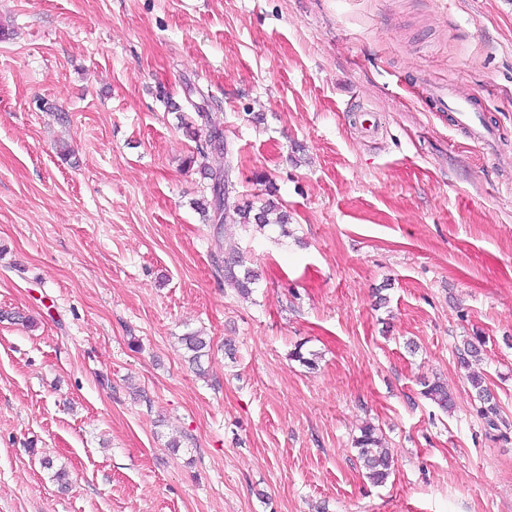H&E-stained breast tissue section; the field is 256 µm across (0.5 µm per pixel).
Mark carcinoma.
<instances>
[{"mask_svg":"<svg viewBox=\"0 0 512 512\" xmlns=\"http://www.w3.org/2000/svg\"><path fill=\"white\" fill-rule=\"evenodd\" d=\"M195 115L200 125L206 130V148L218 155H229L227 145L224 143V131L213 121L207 108L202 104L195 106ZM229 172L230 161L227 160L224 162V168L207 173V178L211 180L209 197L197 202V207L203 217L211 222L215 242V251L211 256L216 270L222 273L225 283L235 288L245 298L251 294L257 274L245 267L244 256L238 244L226 239L225 225L236 224L243 228L251 225L259 228L277 225L283 229L288 224L289 215L288 211L268 198L258 206L253 203H243L232 205L226 210L222 209V201L216 196L215 183H221L223 190L230 189L232 183L226 179ZM181 343L188 354V361L193 365H200L208 346L206 338L198 332H191L181 337ZM469 381L481 403L479 415L489 425H496L494 417L498 416V407L492 402V396L484 386V379L473 373L469 375ZM422 394L443 410L451 407L448 388L438 380L423 382ZM355 447L367 477L377 484L385 482L391 473L393 456L390 449L383 445L376 428L370 424L363 426L360 436L355 440Z\"/></svg>","mask_w":512,"mask_h":512,"instance_id":"1","label":"carcinoma"}]
</instances>
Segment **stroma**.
<instances>
[{
    "mask_svg": "<svg viewBox=\"0 0 512 512\" xmlns=\"http://www.w3.org/2000/svg\"><path fill=\"white\" fill-rule=\"evenodd\" d=\"M201 102L235 199L290 215L228 226L246 299L195 206ZM0 512H512V0H0ZM436 101L441 108L451 112L454 126L463 131L469 139L482 143L493 140L494 130L482 118L473 98L468 95L451 93L446 88L440 89ZM180 340L188 354V361L199 366L201 358L206 355L204 350L208 346L205 336H201L198 332H191L182 336ZM469 381L476 393L478 401L481 404L478 410L479 415L482 419L486 420L490 426H497L494 417L496 418L499 414L498 407L496 403L492 402L493 397L491 396L487 386H484V379L481 376L472 373L469 375ZM355 447L367 477L374 483H384L391 473L393 456L390 449L383 445L376 428L370 424L363 426L355 440Z\"/></svg>",
    "mask_w": 512,
    "mask_h": 512,
    "instance_id": "obj_1",
    "label": "stroma"
}]
</instances>
